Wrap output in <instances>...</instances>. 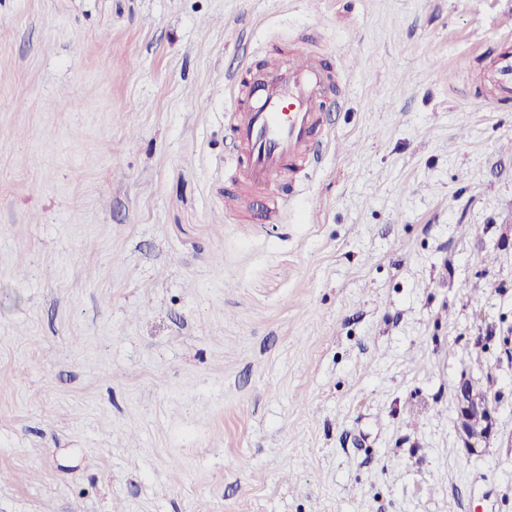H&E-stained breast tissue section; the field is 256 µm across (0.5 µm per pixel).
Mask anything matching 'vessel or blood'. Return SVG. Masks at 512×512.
<instances>
[{"label":"vessel or blood","instance_id":"obj_1","mask_svg":"<svg viewBox=\"0 0 512 512\" xmlns=\"http://www.w3.org/2000/svg\"><path fill=\"white\" fill-rule=\"evenodd\" d=\"M334 74L302 49L272 56L237 86L230 131L240 147L236 178L247 194L262 193L283 178L316 168L313 138L328 107Z\"/></svg>","mask_w":512,"mask_h":512}]
</instances>
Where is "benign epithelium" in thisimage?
Listing matches in <instances>:
<instances>
[{
  "instance_id": "obj_1",
  "label": "benign epithelium",
  "mask_w": 512,
  "mask_h": 512,
  "mask_svg": "<svg viewBox=\"0 0 512 512\" xmlns=\"http://www.w3.org/2000/svg\"><path fill=\"white\" fill-rule=\"evenodd\" d=\"M456 427L466 450L471 454L485 451L495 433V408L486 396L480 395L469 379L456 387Z\"/></svg>"
}]
</instances>
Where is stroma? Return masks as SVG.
<instances>
[{
  "label": "stroma",
  "mask_w": 512,
  "mask_h": 512,
  "mask_svg": "<svg viewBox=\"0 0 512 512\" xmlns=\"http://www.w3.org/2000/svg\"><path fill=\"white\" fill-rule=\"evenodd\" d=\"M305 45L253 224L230 86ZM504 50L512 0H0V512H512ZM457 418L456 427L466 450L470 454H479L487 448L495 433V408L487 396H481L475 384L469 379H462L456 387ZM482 423L476 430L474 423Z\"/></svg>",
  "instance_id": "stroma-1"
}]
</instances>
